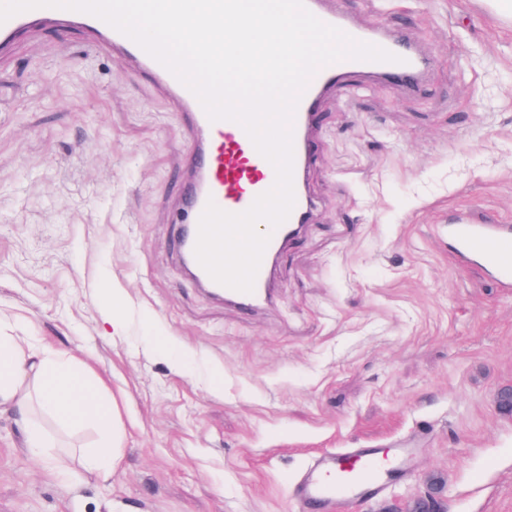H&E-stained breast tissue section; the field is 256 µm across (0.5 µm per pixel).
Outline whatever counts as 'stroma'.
<instances>
[{
    "label": "stroma",
    "mask_w": 512,
    "mask_h": 512,
    "mask_svg": "<svg viewBox=\"0 0 512 512\" xmlns=\"http://www.w3.org/2000/svg\"><path fill=\"white\" fill-rule=\"evenodd\" d=\"M332 4L406 29L428 87L324 99L315 220L275 268L277 304L247 318L177 256L192 141L166 90L56 22L0 53V335L85 363L125 431L111 473L62 478L54 458L97 431L36 413L34 456L0 413V512H302L315 456L408 441L397 480L330 512H407L430 488L445 512H512V289L433 230L459 210L512 224V23L487 0Z\"/></svg>",
    "instance_id": "obj_1"
}]
</instances>
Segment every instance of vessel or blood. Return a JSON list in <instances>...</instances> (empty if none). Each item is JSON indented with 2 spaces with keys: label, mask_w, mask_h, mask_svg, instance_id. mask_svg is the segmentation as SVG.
Wrapping results in <instances>:
<instances>
[{
  "label": "vessel or blood",
  "mask_w": 512,
  "mask_h": 512,
  "mask_svg": "<svg viewBox=\"0 0 512 512\" xmlns=\"http://www.w3.org/2000/svg\"><path fill=\"white\" fill-rule=\"evenodd\" d=\"M307 9L322 22L337 27L351 38L381 47L397 62L344 59L320 68L310 79L296 106L293 120L294 207L287 220L271 234L256 275L254 288L241 292L214 281L195 256L198 225L208 202L238 214L275 182V170L255 148L244 129L228 120L210 121L196 96L139 45L103 20L82 12L65 11L68 22L86 28L97 45L117 50L133 60L142 72L163 83L170 91L195 141L192 173L187 181L183 208L190 221L178 229L177 251L193 279L213 297L224 300L238 312L249 314L275 303L271 286L273 270L284 245L297 239L312 223L316 203L309 191L308 172L314 154L312 130L318 122L319 104L333 91L351 90V77L374 79L393 87L418 93L424 89L430 66L405 32L356 27L348 14L329 7L327 0H305ZM52 8L17 14L0 24V47L8 45L24 27L53 18ZM444 229L457 255L485 270L502 288H512V225L499 223L491 214L476 216L466 211L449 218ZM411 451L398 448L386 458L374 448H346L315 457L297 483L296 497L316 512L337 499H354L378 493L391 482Z\"/></svg>",
  "instance_id": "vessel-or-blood-1"
}]
</instances>
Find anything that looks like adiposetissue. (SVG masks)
Here are the masks:
<instances>
[{"label":"adipose tissue","instance_id":"adipose-tissue-1","mask_svg":"<svg viewBox=\"0 0 512 512\" xmlns=\"http://www.w3.org/2000/svg\"><path fill=\"white\" fill-rule=\"evenodd\" d=\"M40 403L62 421L76 425L92 422L103 441L81 453L83 467L109 471L123 444V425L113 404L103 401L97 386L84 371L47 357L18 336H0V408L15 411L25 427L33 451L44 446V433L33 421V403Z\"/></svg>","mask_w":512,"mask_h":512}]
</instances>
